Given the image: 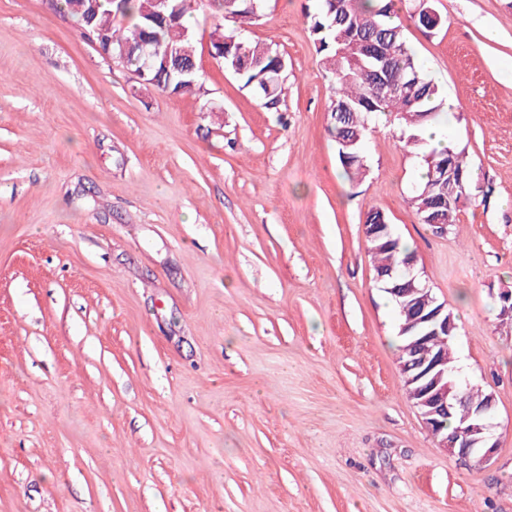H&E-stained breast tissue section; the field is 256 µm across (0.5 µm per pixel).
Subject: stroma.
Wrapping results in <instances>:
<instances>
[{
    "label": "stroma",
    "mask_w": 512,
    "mask_h": 512,
    "mask_svg": "<svg viewBox=\"0 0 512 512\" xmlns=\"http://www.w3.org/2000/svg\"><path fill=\"white\" fill-rule=\"evenodd\" d=\"M266 111L188 18L200 92L144 88L47 0H0V512H512V0H432L406 38L480 191L437 233L419 160L372 117L346 179L304 16ZM383 211L457 319L499 451L439 448L403 386L363 222Z\"/></svg>",
    "instance_id": "obj_1"
}]
</instances>
